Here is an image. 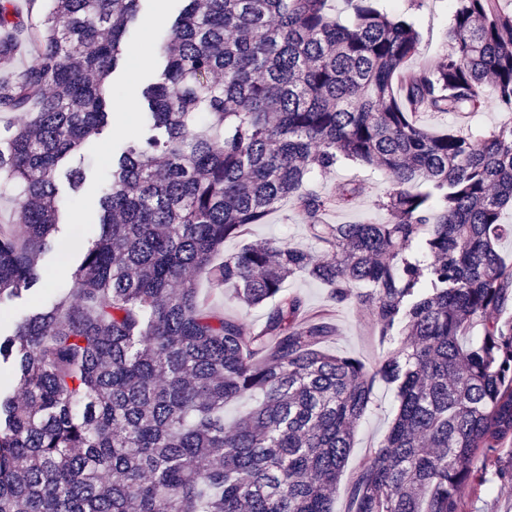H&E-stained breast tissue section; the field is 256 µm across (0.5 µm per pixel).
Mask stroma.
<instances>
[{
  "label": "stroma",
  "instance_id": "stroma-1",
  "mask_svg": "<svg viewBox=\"0 0 512 512\" xmlns=\"http://www.w3.org/2000/svg\"><path fill=\"white\" fill-rule=\"evenodd\" d=\"M379 9L390 16L414 23L420 35L419 53L409 65L411 68H427L439 63L448 53L451 42L448 31L452 25L455 0H378ZM182 0H141L140 18L125 36L126 59L109 76L105 93L114 101L130 99L131 108L126 112H114L98 138L86 143L75 155L66 159L57 169L56 178L62 189L66 223L59 236L68 239L74 230H81L83 240H91L98 233L93 221L97 209V197L102 190L110 168L113 154L120 152L127 140L143 131L147 121L140 100V89L144 84L157 81L161 73L158 57L153 56L155 42L161 40L178 16ZM156 18L154 27H147L149 18ZM146 56L144 66L132 67V55ZM488 104L481 111L467 114L446 112H421L416 116L419 125L431 131L448 128L460 129L474 138H482L494 129L502 119L495 102L494 89H487ZM85 168L89 184L72 190L68 173L74 168ZM363 182L365 192L353 207L331 212L328 220L333 224H351L361 221L384 224L390 219L388 212L379 205L380 199L391 189L389 176L381 169L351 161L335 168L314 174L311 186L321 193L336 192L347 180ZM262 243L290 242L311 247L305 220L295 201L282 203L260 224L252 225L247 239H230L224 244L225 253L239 251L245 241ZM66 279L39 280L19 298L0 302V331L14 329L32 304H47L69 288ZM336 334L327 343L328 349L341 355H352L366 364H373L380 355L377 338L363 311L352 307L336 309L333 315ZM398 408V399L393 388L379 384L373 389L371 403L360 422L348 465L342 476L350 481L352 474L370 447L375 446L389 430ZM499 473H488L485 484L465 489L462 493L465 512H512V480L505 478V471L512 469V460L502 459Z\"/></svg>",
  "mask_w": 512,
  "mask_h": 512
}]
</instances>
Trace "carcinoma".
I'll return each mask as SVG.
<instances>
[{
	"label": "carcinoma",
	"mask_w": 512,
	"mask_h": 512,
	"mask_svg": "<svg viewBox=\"0 0 512 512\" xmlns=\"http://www.w3.org/2000/svg\"><path fill=\"white\" fill-rule=\"evenodd\" d=\"M0 0V177L20 186L0 222V302L40 279L61 225L59 165L107 124L106 79L140 0ZM142 92L151 132L112 158L99 236L72 288L0 335V512H334L376 382L398 411L346 490L345 512H464L489 453H512V11L455 0L452 49L412 70L419 33L347 0H183ZM38 52L20 72L18 55ZM492 84L503 119L476 140L418 112H477ZM344 160L385 170L386 224H330L353 203L305 188ZM294 198L314 254L242 238ZM205 274L249 330L203 298ZM331 287L311 311L284 289ZM364 310L385 352L366 366L325 348L330 310ZM482 336H465L475 328ZM257 404L228 423L227 403ZM195 283L197 288L200 289L202 295L212 296V301L220 304L221 306H224L225 312L235 314L242 322L244 328L250 329L262 323L265 320L266 314L268 313L269 310V305L265 304L253 308H239L235 305L225 302L224 297H222V295H213L212 290L210 289L213 287H211V285L203 275L197 276L195 278ZM286 290L301 295L311 309L318 310L329 304V288L324 283L308 276H298L288 281Z\"/></svg>",
	"instance_id": "carcinoma-1"
}]
</instances>
